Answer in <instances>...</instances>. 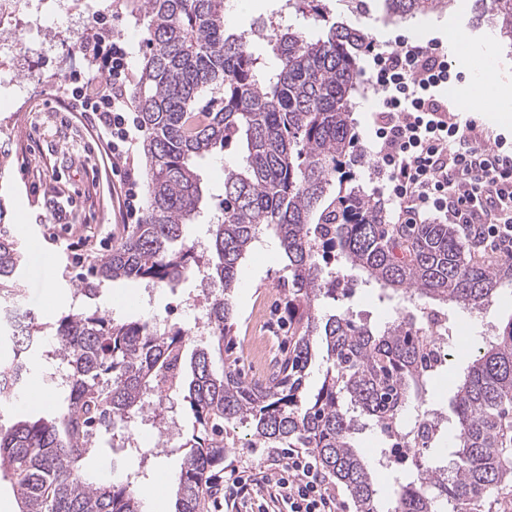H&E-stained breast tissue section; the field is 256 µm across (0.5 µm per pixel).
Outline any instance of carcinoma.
Instances as JSON below:
<instances>
[{
  "label": "carcinoma",
  "mask_w": 512,
  "mask_h": 512,
  "mask_svg": "<svg viewBox=\"0 0 512 512\" xmlns=\"http://www.w3.org/2000/svg\"><path fill=\"white\" fill-rule=\"evenodd\" d=\"M226 2L133 6L150 49L132 93L143 132L145 213L77 289L90 297L104 281L169 285L186 278L196 260L179 243L184 227L204 218L196 160L238 146L239 162L224 170L221 215L208 220L215 256L208 284L220 290L205 312L209 344L192 352L185 380L187 330H157L96 310L61 315L52 336L72 379L66 410L0 422V479H10L20 512H142L133 482L99 483L76 463L105 434L126 442L148 415L146 395L160 399L183 388L195 426L177 446L175 512H202L204 489L224 473L231 424L248 426L265 448L310 450L355 512H480L482 502L512 481V454L503 448L512 411V317L481 337L451 400L450 424L427 397L446 358L416 342L418 316L371 325L347 311L324 316L318 305L372 283L411 305L427 298L440 309L423 314L443 317L450 347L456 309H478L511 284L512 256L488 264L468 257L469 245L452 224L390 225L375 200L347 187L358 163L349 96L356 56L368 41L364 30L337 23L312 38L304 27L323 17L321 0H288V22L272 34L228 32ZM384 2L399 18L448 6V0ZM486 14L512 38V0H475V18ZM265 228L288 260L289 346L270 376L249 381L233 352L232 297ZM325 246L336 250L339 266L320 264ZM23 272L20 244L0 223V299L20 297ZM318 342L332 365L309 397L304 380ZM29 350L17 340L13 356L0 360V376L24 381ZM413 399L433 411V428L413 449L408 478L383 506L374 476L383 449L370 460L356 439L369 424L389 434Z\"/></svg>",
  "instance_id": "obj_1"
}]
</instances>
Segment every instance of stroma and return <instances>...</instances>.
<instances>
[{
    "label": "stroma",
    "instance_id": "1",
    "mask_svg": "<svg viewBox=\"0 0 512 512\" xmlns=\"http://www.w3.org/2000/svg\"><path fill=\"white\" fill-rule=\"evenodd\" d=\"M114 0H95L94 11L112 18L113 31L124 34L132 69H139L147 51L142 27L131 14L128 0H115L118 11H110ZM329 21L363 28L377 47L397 37L427 44L432 27L447 19L461 25L473 42L486 50L500 84L512 87V40L487 23H476L474 0H451L439 12L416 14L400 20L389 17L384 0H323ZM87 17L46 10L40 20H25L15 30L13 54H0V80L24 86L20 95L0 94V220L8 224L27 258L22 304L35 311L43 324L50 325L61 314L92 308L116 319L147 321L160 318L190 329L193 314L182 302L184 291L195 288L193 278L176 287L156 286L146 300H139L140 284L124 280L101 285L94 299L76 300L75 287L81 274L109 254L128 224L123 206L124 185L106 172L103 143L88 130L89 118H74L60 110L58 90L66 76L75 73L81 57L78 46ZM50 28L69 33L68 45L49 51L38 59L42 31ZM359 75L349 100L350 120L357 140L372 130V114L379 98L366 82L372 66L368 52L357 58ZM236 151L215 152L200 160L204 201L209 213L220 210L224 197V170L232 166ZM288 278L286 259L273 232H264L260 245L244 260L234 292L235 312L232 336L240 351L239 367L253 376L260 361L244 353L255 330L258 309H266V333L278 339L287 336L288 314L284 305V284ZM345 309L354 318L370 323L394 319L402 311L398 299L382 297L377 286H358L341 302L324 301L321 312ZM512 317V284L499 299L481 311L460 310L455 314L457 331L467 344L455 347L430 384L440 405H448L459 375L473 360L479 336L486 329ZM177 454L148 455L137 463L127 450L101 446L81 462L84 471L101 482L131 473L147 485L178 473Z\"/></svg>",
    "mask_w": 512,
    "mask_h": 512
}]
</instances>
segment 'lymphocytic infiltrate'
<instances>
[{"label":"lymphocytic infiltrate","instance_id":"obj_1","mask_svg":"<svg viewBox=\"0 0 512 512\" xmlns=\"http://www.w3.org/2000/svg\"><path fill=\"white\" fill-rule=\"evenodd\" d=\"M79 50L92 60L94 92L61 107L90 113L96 137L118 157H131L139 121L126 96L129 53L99 42ZM373 63L367 82L380 110L369 145L358 151L371 159L374 197L399 223L445 221L474 249L511 256L512 148L499 138L479 146L483 133L476 121H461L451 110L444 97L451 67L442 43L423 46L399 37L375 53ZM274 466L271 474L232 468L226 479L231 497L266 499L285 512H338L337 497L309 452L289 450Z\"/></svg>","mask_w":512,"mask_h":512}]
</instances>
